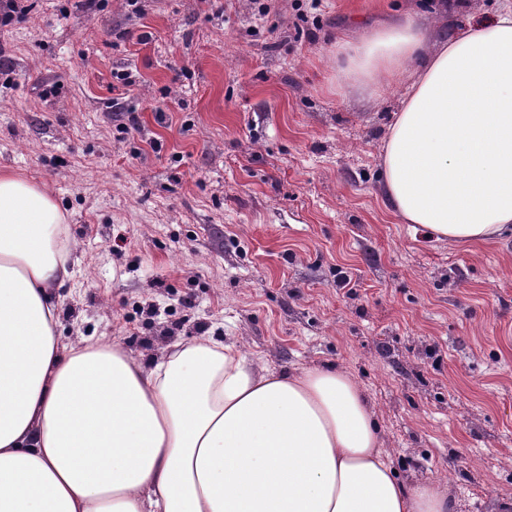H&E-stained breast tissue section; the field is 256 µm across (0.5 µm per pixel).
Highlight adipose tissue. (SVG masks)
Masks as SVG:
<instances>
[{
    "label": "adipose tissue",
    "instance_id": "adipose-tissue-1",
    "mask_svg": "<svg viewBox=\"0 0 512 512\" xmlns=\"http://www.w3.org/2000/svg\"><path fill=\"white\" fill-rule=\"evenodd\" d=\"M419 17L348 44L364 98L420 70L383 157L393 214L452 243L512 235V0L431 49ZM67 219L0 170V512H450L405 484L359 385L276 372L200 337L143 363L120 341L61 348Z\"/></svg>",
    "mask_w": 512,
    "mask_h": 512
}]
</instances>
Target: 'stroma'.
I'll return each instance as SVG.
<instances>
[{
  "label": "stroma",
  "instance_id": "obj_1",
  "mask_svg": "<svg viewBox=\"0 0 512 512\" xmlns=\"http://www.w3.org/2000/svg\"><path fill=\"white\" fill-rule=\"evenodd\" d=\"M0 24V169L45 183L78 260L59 341L135 358L233 341L335 366L451 512L512 502V239L452 244L380 178L402 83L362 101L337 45L391 15L452 37L502 0H28ZM137 129L122 125L128 113Z\"/></svg>",
  "mask_w": 512,
  "mask_h": 512
}]
</instances>
